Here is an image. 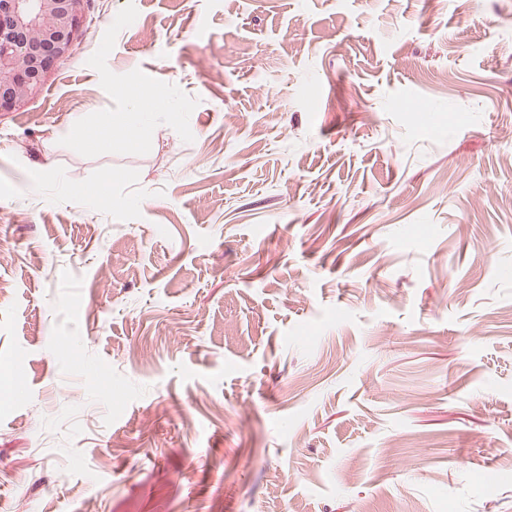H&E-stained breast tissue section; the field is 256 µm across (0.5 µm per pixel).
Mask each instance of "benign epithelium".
I'll return each mask as SVG.
<instances>
[{"label": "benign epithelium", "instance_id": "1", "mask_svg": "<svg viewBox=\"0 0 512 512\" xmlns=\"http://www.w3.org/2000/svg\"><path fill=\"white\" fill-rule=\"evenodd\" d=\"M90 0H0V112L37 94L69 58Z\"/></svg>", "mask_w": 512, "mask_h": 512}]
</instances>
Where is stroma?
Here are the masks:
<instances>
[{"mask_svg": "<svg viewBox=\"0 0 512 512\" xmlns=\"http://www.w3.org/2000/svg\"><path fill=\"white\" fill-rule=\"evenodd\" d=\"M510 127L512 0H91L0 112V512H512ZM140 113L127 112L124 114L105 115L101 118V133L104 140L109 142V131L114 124L122 125L127 131V137L123 145L127 148H137L141 146L142 140L139 135L138 123L136 118Z\"/></svg>", "mask_w": 512, "mask_h": 512, "instance_id": "stroma-1", "label": "stroma"}]
</instances>
